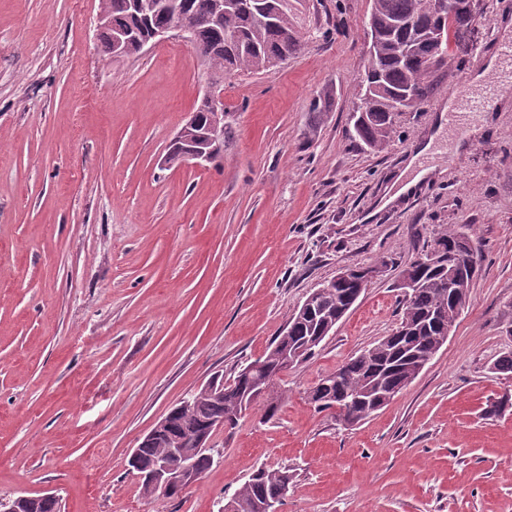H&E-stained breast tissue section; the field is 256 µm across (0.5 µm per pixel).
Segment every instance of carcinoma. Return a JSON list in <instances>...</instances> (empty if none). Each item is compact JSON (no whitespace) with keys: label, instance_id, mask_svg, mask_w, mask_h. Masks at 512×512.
Masks as SVG:
<instances>
[{"label":"carcinoma","instance_id":"1","mask_svg":"<svg viewBox=\"0 0 512 512\" xmlns=\"http://www.w3.org/2000/svg\"><path fill=\"white\" fill-rule=\"evenodd\" d=\"M301 0H175L176 11L149 9L134 13L129 0H101L106 22L101 25L105 51L113 58L136 56L141 42L155 29L165 28L183 17L194 23V44L203 54L204 66L215 76L226 71L259 72L296 54L303 46ZM477 18V0H440V9L425 10V0H372L368 22L370 38L368 64L363 78L365 108L357 107L353 115L352 139L376 152L387 148L393 138V112L402 100L414 108L426 101L434 91V76L447 64L451 45L460 31ZM134 33L115 49L121 30ZM213 125H224V111L204 101L194 116L182 126L168 147L166 163L179 164L198 149L214 144L205 141L203 133ZM431 248L439 260L425 268L410 270L414 288L402 298L398 326L408 329L407 337L388 335L361 350L339 367L340 375L321 378L307 395L315 408L326 411L347 394L365 395L376 381L386 388L406 386L416 375V355L431 351L445 327L454 326L459 314L468 306L471 282L461 283L451 292L446 281L460 275L456 259L469 260L478 249L470 234L456 230L438 234ZM357 302L352 285L340 283L320 297L313 310L298 306L289 314L281 333L270 343L259 361L262 372L240 368L231 379L219 378L215 385L224 392L214 397L201 390L191 394L188 406L181 404L169 411L165 433L144 438L133 449L128 466L136 472H148L166 456L173 443L192 453L199 473L213 464L208 453L199 450L194 438L201 428L242 409V396L261 380L271 387L263 403L262 422L275 418L282 408L286 391L275 386L274 377L281 348H304L305 357L315 353L308 346L313 337L326 338L343 319V312ZM448 312L441 323L431 322L432 313ZM293 475L286 469L260 467L233 495L241 512H252V506L286 497Z\"/></svg>","mask_w":512,"mask_h":512}]
</instances>
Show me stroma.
I'll return each instance as SVG.
<instances>
[{
  "label": "stroma",
  "instance_id": "stroma-1",
  "mask_svg": "<svg viewBox=\"0 0 512 512\" xmlns=\"http://www.w3.org/2000/svg\"><path fill=\"white\" fill-rule=\"evenodd\" d=\"M371 0H306L304 43L259 73L228 72L224 153L164 162L203 97L189 43L105 53L100 0H0V499L57 494L62 512H218L261 466L295 478L281 512H512V98L434 175L389 200L460 82L497 52L512 0H479L436 92L388 148L349 137ZM329 108L309 134V105ZM467 225L481 268L433 361L359 425L306 389L396 326L399 270ZM375 275L313 357L286 373L281 412L217 430L213 466L146 498L127 459L216 376L265 354L289 312L339 269Z\"/></svg>",
  "mask_w": 512,
  "mask_h": 512
}]
</instances>
